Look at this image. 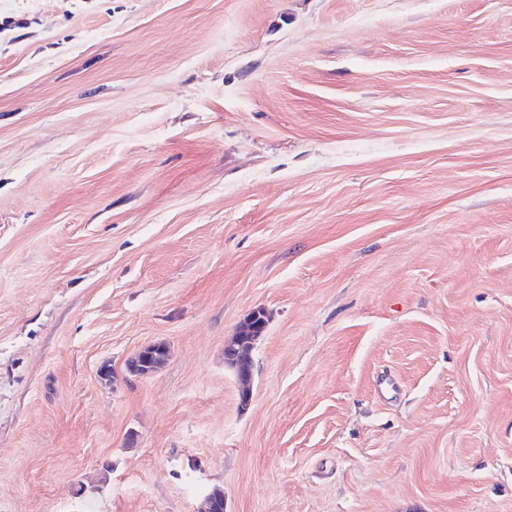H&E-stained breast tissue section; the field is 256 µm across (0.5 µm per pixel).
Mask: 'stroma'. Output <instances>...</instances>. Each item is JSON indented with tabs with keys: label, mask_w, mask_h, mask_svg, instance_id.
I'll return each instance as SVG.
<instances>
[{
	"label": "stroma",
	"mask_w": 512,
	"mask_h": 512,
	"mask_svg": "<svg viewBox=\"0 0 512 512\" xmlns=\"http://www.w3.org/2000/svg\"><path fill=\"white\" fill-rule=\"evenodd\" d=\"M216 487L512 512V0H0V512ZM266 327V320L262 311H255L246 321L245 326L240 329L236 336L225 342L224 350L229 355V360L234 368L237 379L243 384L240 393L241 406H248L251 401V389L249 382L252 377L249 354L255 342L262 336ZM246 382V386L244 385ZM244 388H247L244 390ZM159 350L167 352V345L165 343H155L141 349L132 358L128 367L129 372L137 377L154 373L163 364L162 360L156 361V359L153 358L155 357L156 351Z\"/></svg>",
	"instance_id": "stroma-1"
}]
</instances>
